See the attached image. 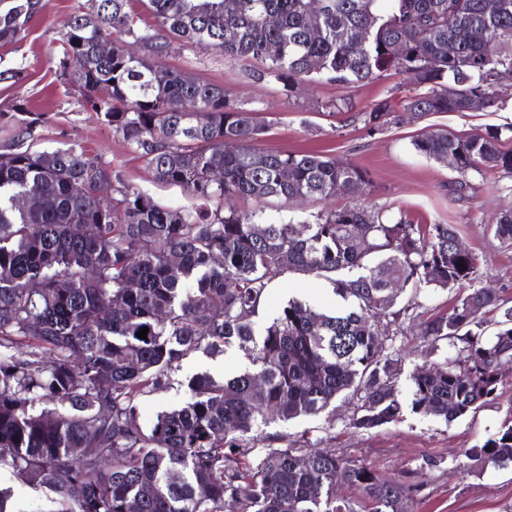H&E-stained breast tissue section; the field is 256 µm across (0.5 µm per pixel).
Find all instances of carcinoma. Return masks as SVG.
<instances>
[{
	"label": "carcinoma",
	"instance_id": "carcinoma-1",
	"mask_svg": "<svg viewBox=\"0 0 512 512\" xmlns=\"http://www.w3.org/2000/svg\"><path fill=\"white\" fill-rule=\"evenodd\" d=\"M92 0L68 21L60 76L85 111L126 143L155 179L200 201L172 208L127 182L121 169L83 146L26 145L41 117L22 119L0 146V466L56 495L60 512H416L425 457L401 478L313 445H274L262 428L316 416L341 396L357 399L356 431L397 421L401 360L390 331L415 319L406 287L469 292L422 323L430 344L456 356L408 377L411 411L451 422L496 397L512 374V308L475 286L476 256L454 246L452 224H414L361 200L371 180L352 163L317 151L264 153L269 129L224 86L168 67L175 42L230 61L259 62L255 81L290 97L302 81L358 86L386 71L416 93L353 112L367 135L398 111L423 115L506 102L498 73L512 68V0ZM40 0H0V46L24 38ZM147 11L154 24L142 18ZM112 44L103 54L98 45ZM137 43L133 56L126 44ZM172 102L181 110L170 112ZM512 126L463 136L424 132L414 151L453 157L466 179L486 170L512 176L501 148ZM238 142L228 151L227 140ZM218 171L223 179L216 180ZM112 183V200L97 187ZM349 194L353 202L312 214L301 227L264 218L288 203ZM230 198L257 209H224ZM363 243L351 244L355 227ZM512 246V210L490 224ZM289 271L328 282L345 307L334 312L290 299L255 331L269 284ZM501 312L485 335L484 316ZM149 328L147 338L136 333ZM235 345L248 367L216 380H187L191 398L146 428L139 397L170 385L194 351ZM43 404L35 411L36 404ZM469 467L512 466V420L464 452ZM347 485L356 497H341Z\"/></svg>",
	"mask_w": 512,
	"mask_h": 512
}]
</instances>
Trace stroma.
<instances>
[{
  "label": "stroma",
  "mask_w": 512,
  "mask_h": 512,
  "mask_svg": "<svg viewBox=\"0 0 512 512\" xmlns=\"http://www.w3.org/2000/svg\"><path fill=\"white\" fill-rule=\"evenodd\" d=\"M84 2L41 0V9L29 21L25 38L15 45L0 46V70L23 71L21 81H0V112L13 111L17 101H24L30 112L45 117L35 130L34 148L55 150L81 144L120 168L129 183L161 203L196 208L197 200L181 188L156 181L120 137L101 126L94 114L84 111L79 93L61 79L59 61L66 23L74 8ZM166 63L200 80L223 85L261 110L272 127L256 141L257 150L321 151L358 164L371 178L367 197L370 204L394 216L407 215L421 224L456 225L461 243L478 259L484 285L494 288L512 307V246L502 245L488 227L495 212L512 208V177L489 171L463 181L451 167L419 156L412 146L417 135L432 128L471 135L491 126L512 125L511 82L503 86L509 96L505 106L465 114L436 113L419 120L407 117L371 137L361 124H349L344 115L328 113L326 105L344 98L352 102L355 111L367 112L382 100H399L413 92L412 85L400 76L385 72L361 87L304 82L294 96L287 97L276 83L254 82L253 63L228 61L204 47L173 45ZM349 202L344 194L302 206L273 200L265 204L264 215L277 222L299 224L311 213ZM292 298L331 310L337 304L325 280L301 272L287 273L270 284L267 299L255 318L256 326L271 322ZM394 346L405 373L398 382L399 397L405 405L399 420L368 432L355 431L349 426L355 402L341 398L320 415L271 424L265 427V434L291 443L310 440L324 451L363 459L389 478L397 477L417 459L436 456L442 463L425 477L419 512H512V466L470 471L460 467L467 449L483 445L512 420V376L500 385L498 399L449 423L411 411L406 376L426 361L440 362L454 355V348L441 341L430 357H423L421 351L426 344L415 323L405 326ZM246 364L243 353L235 348L215 356L191 353L167 389L139 398L142 425L150 426L159 412L188 400L183 385L187 375L207 371L221 376ZM0 485L10 488L16 512H53L55 508L45 490L23 482L11 468L0 467Z\"/></svg>",
  "instance_id": "obj_1"
}]
</instances>
